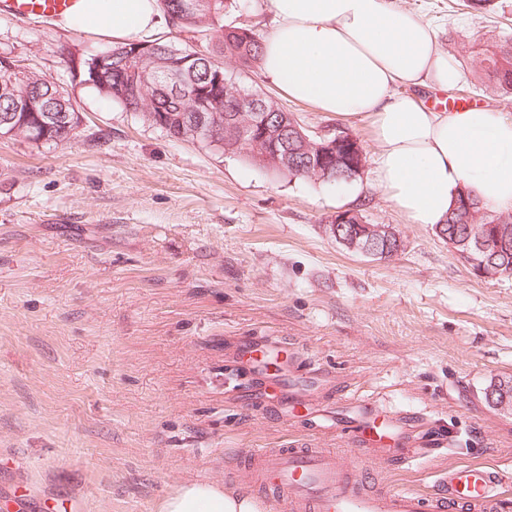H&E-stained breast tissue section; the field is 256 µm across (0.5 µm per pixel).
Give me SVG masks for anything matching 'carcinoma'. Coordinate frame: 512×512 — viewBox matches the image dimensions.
Listing matches in <instances>:
<instances>
[{
	"instance_id": "1",
	"label": "carcinoma",
	"mask_w": 512,
	"mask_h": 512,
	"mask_svg": "<svg viewBox=\"0 0 512 512\" xmlns=\"http://www.w3.org/2000/svg\"><path fill=\"white\" fill-rule=\"evenodd\" d=\"M169 28L177 33L191 34V43L177 46L162 38L139 39L118 43L111 47L112 60L102 66L97 56L84 59L72 79L93 88L102 98L120 104L128 112L142 116L151 126L176 140L195 144L216 153H224V139L194 141L182 134V127L203 112L207 120L224 124L227 104L234 99L239 89L232 86L226 92L227 100L212 111H206L204 103L208 97L195 93L194 86L207 83L213 70H224V63L231 61L250 67L259 62L262 39L259 35L250 38L237 33L239 26L226 21L238 8L236 0H158ZM149 46L148 58L129 57L125 49L134 46ZM486 71L505 91H512V43L500 46V50L486 58ZM178 71L182 77L185 93H176L167 87L164 70ZM138 77V101L132 102L127 95L116 89V77L127 79L129 73ZM41 98L42 112H24L19 105L29 97ZM64 83L53 77L37 74L19 64L10 49L0 50V138H22L32 144H58L70 140L82 126L81 106ZM288 176L295 179H310L344 183L346 179L336 177V166H331L328 176L323 177L310 170L302 157L292 161ZM469 199L472 213H460L452 208L442 231L456 236L458 242L466 239L467 224H479L488 228V239H493V228L497 224H511L512 214L492 215L485 212L469 191L459 199Z\"/></svg>"
}]
</instances>
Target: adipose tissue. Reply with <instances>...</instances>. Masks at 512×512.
<instances>
[{"instance_id": "adipose-tissue-1", "label": "adipose tissue", "mask_w": 512, "mask_h": 512, "mask_svg": "<svg viewBox=\"0 0 512 512\" xmlns=\"http://www.w3.org/2000/svg\"><path fill=\"white\" fill-rule=\"evenodd\" d=\"M273 27L260 66L289 99L339 118L369 120L380 151L374 186L408 223L442 225L461 190L488 211H512V118L483 107L436 112L418 87L447 89L461 74L433 28L395 0H267ZM165 23L157 0H77L64 27L120 43ZM160 512H258L248 494L193 482Z\"/></svg>"}]
</instances>
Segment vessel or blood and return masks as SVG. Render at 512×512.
I'll use <instances>...</instances> for the list:
<instances>
[{"label":"vessel or blood","mask_w":512,"mask_h":512,"mask_svg":"<svg viewBox=\"0 0 512 512\" xmlns=\"http://www.w3.org/2000/svg\"><path fill=\"white\" fill-rule=\"evenodd\" d=\"M75 0H0V11L55 19ZM236 469L267 496L269 512H500L512 490V470L480 464L440 471L432 492L374 481L332 448L306 441L239 453Z\"/></svg>","instance_id":"b4317fda"}]
</instances>
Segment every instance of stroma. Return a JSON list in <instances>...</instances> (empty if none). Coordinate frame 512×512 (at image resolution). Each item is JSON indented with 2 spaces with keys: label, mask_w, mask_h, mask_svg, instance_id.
Returning <instances> with one entry per match:
<instances>
[{
  "label": "stroma",
  "mask_w": 512,
  "mask_h": 512,
  "mask_svg": "<svg viewBox=\"0 0 512 512\" xmlns=\"http://www.w3.org/2000/svg\"><path fill=\"white\" fill-rule=\"evenodd\" d=\"M437 32L463 78L424 102L477 98L512 117L484 59L512 39V0H396ZM111 43L58 21L0 14V47L68 79ZM226 75L305 127L359 138L366 120L294 102L259 66ZM73 93L84 113L60 144L0 139V512H159L189 482H229L242 448L294 437L352 448L373 409L399 447L446 449L402 469L364 467L425 492L442 469H512V412L485 397L512 379V275L484 278L434 229L372 189L297 180L176 141L141 116ZM354 209L396 231L387 258L331 232ZM284 353L282 384L258 381L247 343ZM351 426L339 434L332 423Z\"/></svg>",
  "instance_id": "obj_1"
}]
</instances>
